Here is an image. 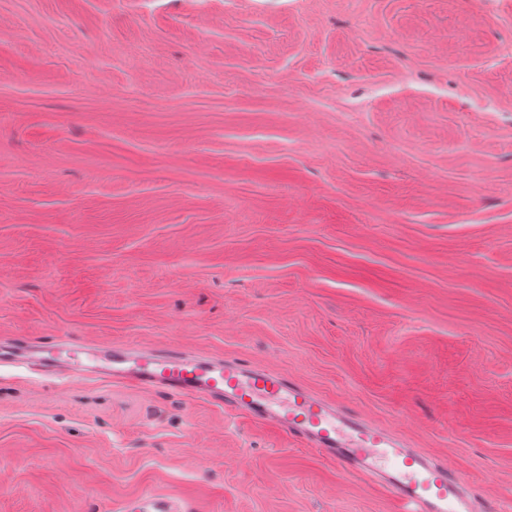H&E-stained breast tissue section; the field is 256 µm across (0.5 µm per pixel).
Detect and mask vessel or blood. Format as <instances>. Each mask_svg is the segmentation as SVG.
Masks as SVG:
<instances>
[{
	"mask_svg": "<svg viewBox=\"0 0 512 512\" xmlns=\"http://www.w3.org/2000/svg\"><path fill=\"white\" fill-rule=\"evenodd\" d=\"M10 357L53 377L87 375L143 390L163 391L224 405L230 413L270 426L313 449L343 473L359 476L392 500L395 512H498L479 506L476 490L442 464L354 410L336 405L282 375L221 357L179 349L79 345L59 340L35 345L15 340ZM122 512H181L173 500L143 495Z\"/></svg>",
	"mask_w": 512,
	"mask_h": 512,
	"instance_id": "1",
	"label": "vessel or blood"
}]
</instances>
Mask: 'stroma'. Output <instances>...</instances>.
Wrapping results in <instances>:
<instances>
[{
	"instance_id": "35a3bbf8",
	"label": "stroma",
	"mask_w": 512,
	"mask_h": 512,
	"mask_svg": "<svg viewBox=\"0 0 512 512\" xmlns=\"http://www.w3.org/2000/svg\"><path fill=\"white\" fill-rule=\"evenodd\" d=\"M281 373L512 512V0H0V338ZM392 512L222 406L0 368V512ZM174 500L156 499L150 495H142L121 505L123 512H181L184 509L175 506Z\"/></svg>"
}]
</instances>
